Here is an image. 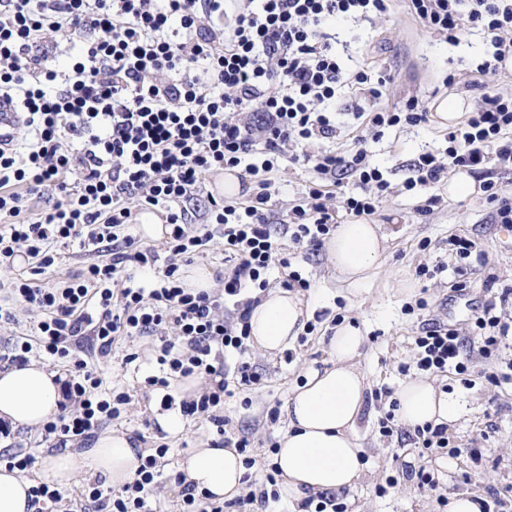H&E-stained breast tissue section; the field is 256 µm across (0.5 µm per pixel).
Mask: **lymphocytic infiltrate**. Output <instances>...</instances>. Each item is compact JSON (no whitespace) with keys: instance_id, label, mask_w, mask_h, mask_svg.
<instances>
[{"instance_id":"lymphocytic-infiltrate-1","label":"lymphocytic infiltrate","mask_w":512,"mask_h":512,"mask_svg":"<svg viewBox=\"0 0 512 512\" xmlns=\"http://www.w3.org/2000/svg\"><path fill=\"white\" fill-rule=\"evenodd\" d=\"M431 33L458 44L468 30L483 32L492 51L476 66L497 71L512 58V0H407ZM387 0H0V96L15 103L23 121L0 147V268L13 271L18 253L33 265L30 277H15L13 297L41 314L33 341L15 345L11 359L27 362L32 350L67 363V400L78 409L48 422L44 431L59 448L85 440L116 419L130 396L103 393V371L83 358L84 343L108 357L119 338L156 337L160 374L148 385L164 389L163 407L176 403L171 379L219 376L217 386L179 402L184 415L206 417L225 445L244 453L251 441L228 436L225 398L261 381L246 359L248 319L268 286L272 265L287 268L285 287L309 288L279 255L268 222L272 199L268 173L303 147L315 182L289 213L285 229L295 243L315 249L336 229L324 183L358 178L363 192L343 200L346 212L371 215L390 185L363 147L345 154L317 152V141L336 136L326 112L342 77L331 25L351 18L386 15ZM78 43L62 72L43 66L37 53L43 35ZM393 78L385 70L354 72L350 84L368 104L366 129L416 126L428 119L418 100L385 106ZM448 157L423 154L407 188L434 185L450 171L494 164L512 174V92L481 90L464 125L448 133ZM245 166L256 180L247 203L209 198L200 207L205 175ZM55 202L36 220L26 201L39 192ZM160 208L172 227L168 256L159 260L138 248L125 228L134 220L130 198ZM222 232L237 260L223 288L183 285L180 268L191 263L215 232ZM95 246L99 260L54 287L33 278L51 267L71 242ZM157 269L151 288L136 268ZM174 326L175 337L163 336ZM414 365L401 372L462 374V340L436 318L415 336ZM238 355L227 366L226 354ZM166 446L138 458L136 476L120 492L87 490L106 512H147L158 460Z\"/></svg>"}]
</instances>
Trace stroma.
<instances>
[{
  "label": "stroma",
  "mask_w": 512,
  "mask_h": 512,
  "mask_svg": "<svg viewBox=\"0 0 512 512\" xmlns=\"http://www.w3.org/2000/svg\"><path fill=\"white\" fill-rule=\"evenodd\" d=\"M339 42L348 46L346 66L365 65L372 69H388L395 83L383 101L394 104L412 96L432 105L445 91L461 96L468 108H475L476 92L471 83L490 89L512 86V75L472 73L469 64L488 50L486 40L474 31L460 44L451 45L427 31L407 13L403 0H392L388 13L375 23L346 22L336 30ZM454 86H446L447 77ZM336 114L338 134L324 142V149L346 152L354 147L363 129L353 116L355 99L343 90L329 106ZM366 149L379 164L391 185L370 223L379 225L386 237L383 263L371 278L353 285L339 277L325 249L306 250L294 244L289 236H279L285 252L292 254V267L311 283L301 291L303 302L312 309L313 333L299 335L293 348L270 356L249 349L247 358L262 374L260 386L237 392L227 399L224 413L232 421L235 433L248 435L255 465L252 478L265 473L270 445L280 441L288 429L287 418L269 423L266 412L272 406H285L290 394L303 383L308 369L330 366L329 339L333 334L335 315L361 328L364 344L355 366L365 377L368 389L356 433L364 450L365 470L356 486L343 495L348 512H442L436 495L419 488V470L434 473L448 493L469 492L488 503L490 512H512V378H507L512 349L484 358L464 346L468 370L459 376L444 373L432 376L436 388L464 402L466 412L448 429L446 452L419 454L400 428L393 436H384L380 421L389 409L391 393L397 392L406 377L399 370L414 355L413 338L423 317L450 320L454 328L466 331L472 315L463 307L447 311L444 301L451 295L450 286L457 278V262L448 252V238L456 235L476 240L483 252L479 273L467 275V293L477 304L488 300L498 303L502 321L512 322V297L502 298L503 289L512 290V238L504 236L501 225L491 223V207L482 194L468 199H446L445 186H418L406 190L405 182L413 177V166L420 155L431 153L444 157L448 133L434 122L384 130L380 138H367ZM313 178L310 165L281 162L270 173V223L284 224L291 208L298 204ZM441 201L427 216L417 212L430 195ZM441 266L434 277L419 276L418 268ZM494 275V285H487V275ZM409 285V292H399V284ZM425 300V313L415 312L417 300ZM139 355L137 363L124 364L127 353ZM156 365L155 340L150 336H133L120 340L103 364L104 389L127 391L131 400L124 414L108 421V428L130 434L145 450L166 445L168 453L161 461L162 477L148 496L150 512H178L181 487L175 481L179 462L185 454L216 439L215 427L206 420L187 418L183 434L171 436L158 426L151 406L155 392L145 378ZM498 373V384H490L487 376ZM24 452L35 462L26 473L36 478L48 455L54 453V442L41 431L18 427L9 436H0V454Z\"/></svg>",
  "instance_id": "35a3bbf8"
}]
</instances>
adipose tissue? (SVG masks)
<instances>
[{
  "label": "adipose tissue",
  "instance_id": "ef3b65f1",
  "mask_svg": "<svg viewBox=\"0 0 512 512\" xmlns=\"http://www.w3.org/2000/svg\"><path fill=\"white\" fill-rule=\"evenodd\" d=\"M385 238L377 225L360 220L337 225L326 251L340 276L350 283L366 281L384 253ZM308 311L288 291L268 293L253 307L249 336L254 348L274 355L297 339ZM364 337L351 323L339 324L329 340L331 367L309 371L286 404L288 430L274 461L280 471V493L301 503L318 492L350 490L363 471V450L355 430L361 414L366 382L354 368ZM64 378L49 366L29 362L0 372V423L40 428L65 405ZM398 417L408 427L451 425L461 418L463 404L423 380H409L397 392ZM137 468V445L119 431L100 434L82 452L52 455L37 480L61 492L70 491L91 474L121 486L131 482ZM179 469L198 491L224 501L237 496L246 468L234 448H196L183 456ZM34 480V481H37ZM34 481L0 466V512H35L28 496Z\"/></svg>",
  "mask_w": 512,
  "mask_h": 512
}]
</instances>
